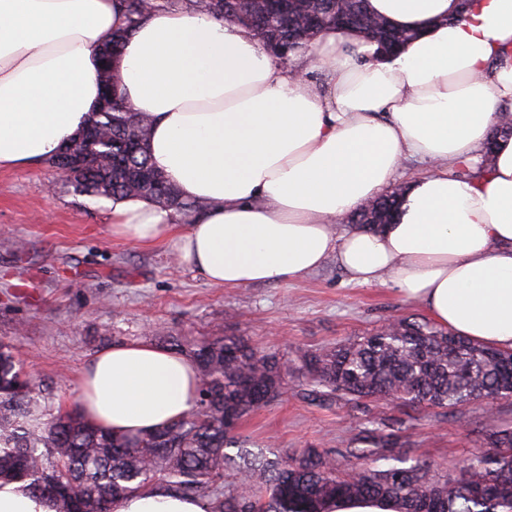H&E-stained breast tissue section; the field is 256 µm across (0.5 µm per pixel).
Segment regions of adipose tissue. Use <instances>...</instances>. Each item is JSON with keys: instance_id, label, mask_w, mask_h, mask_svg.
I'll use <instances>...</instances> for the list:
<instances>
[{"instance_id": "obj_1", "label": "adipose tissue", "mask_w": 512, "mask_h": 512, "mask_svg": "<svg viewBox=\"0 0 512 512\" xmlns=\"http://www.w3.org/2000/svg\"><path fill=\"white\" fill-rule=\"evenodd\" d=\"M367 7L415 39L384 56L359 31L327 30L286 65L241 24L149 14L117 63L122 95L151 121L154 166L206 208L182 230L176 212L117 197L112 232L171 240L224 288L297 281L332 256L352 281L392 284L436 324L512 350V137L482 163L512 104V0ZM124 25L117 0H0V168L46 162L84 127L100 98L98 50ZM408 158L429 169L404 182ZM400 183L395 223L338 228ZM199 385L190 358L130 342L86 363L79 404L91 424L140 435L190 411ZM208 509L159 489L115 512Z\"/></svg>"}]
</instances>
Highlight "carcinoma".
Segmentation results:
<instances>
[{"mask_svg":"<svg viewBox=\"0 0 512 512\" xmlns=\"http://www.w3.org/2000/svg\"><path fill=\"white\" fill-rule=\"evenodd\" d=\"M125 27L101 52L97 73L103 87L118 86L114 68L127 35L152 11H185L250 27L264 46L288 45V63L319 32L367 30L376 20L364 0H288V20L270 14L267 0H118ZM370 37L385 52L411 38L384 21ZM90 126L98 142L85 156L87 174L73 180L82 194L136 195L184 215L205 208L185 200L155 170L148 146L149 123L123 98L103 95ZM399 193L347 217L349 224H387ZM196 362L200 388L194 408L179 420L142 435H114L87 422L75 407L53 413L42 385L20 379L11 350L0 344V481H20L49 499L55 512H99L104 500L157 488L212 494V512H325L330 502L374 501L395 512H512V428L488 434V449L471 456L459 476L437 475L432 465L400 449L403 421L384 418L358 430L349 446L327 451L304 448L269 458L241 448L232 456L230 433L245 416L276 400L288 363L261 354L238 336H177ZM300 386L324 402L366 401L391 395L418 408L455 410L484 394L512 398V351L473 343L422 318L391 321L340 346L303 353ZM237 475L236 488L222 490L224 469ZM79 489L78 497L65 493Z\"/></svg>","mask_w":512,"mask_h":512,"instance_id":"1","label":"carcinoma"}]
</instances>
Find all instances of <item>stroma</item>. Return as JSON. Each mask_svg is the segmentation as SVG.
I'll return each instance as SVG.
<instances>
[{
    "mask_svg": "<svg viewBox=\"0 0 512 512\" xmlns=\"http://www.w3.org/2000/svg\"><path fill=\"white\" fill-rule=\"evenodd\" d=\"M104 196L75 194L49 164L0 170V343L43 383L50 408L78 403L79 375L96 353L173 336L241 337L288 357L290 384L238 426V445L285 453L343 448L368 420L405 419L404 447L455 474L485 448L491 427H512V399L456 412L393 400L326 404L295 380L303 352L365 335L388 320L426 311L388 284L360 285L328 259L297 282L241 288L210 285L178 263L171 243L113 236Z\"/></svg>",
    "mask_w": 512,
    "mask_h": 512,
    "instance_id": "stroma-1",
    "label": "stroma"
}]
</instances>
